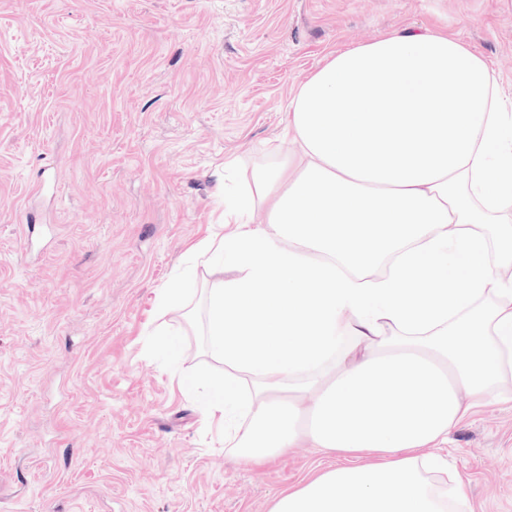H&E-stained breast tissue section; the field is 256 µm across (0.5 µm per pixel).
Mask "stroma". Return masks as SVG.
<instances>
[{"instance_id": "35a3bbf8", "label": "stroma", "mask_w": 512, "mask_h": 512, "mask_svg": "<svg viewBox=\"0 0 512 512\" xmlns=\"http://www.w3.org/2000/svg\"><path fill=\"white\" fill-rule=\"evenodd\" d=\"M473 46L512 92V0H0V512H270L336 464H263L183 380L223 381L194 319L156 318L329 53L404 29ZM167 328L174 357L154 346ZM472 512H512V406L441 451Z\"/></svg>"}]
</instances>
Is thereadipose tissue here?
<instances>
[{
  "mask_svg": "<svg viewBox=\"0 0 512 512\" xmlns=\"http://www.w3.org/2000/svg\"><path fill=\"white\" fill-rule=\"evenodd\" d=\"M288 108L224 209L234 233L193 248L234 272L207 296V351L234 371L208 412L252 462L306 439L347 458L271 512H467L428 474L512 379V98L471 45L408 29L332 52Z\"/></svg>",
  "mask_w": 512,
  "mask_h": 512,
  "instance_id": "ef3b65f1",
  "label": "adipose tissue"
}]
</instances>
